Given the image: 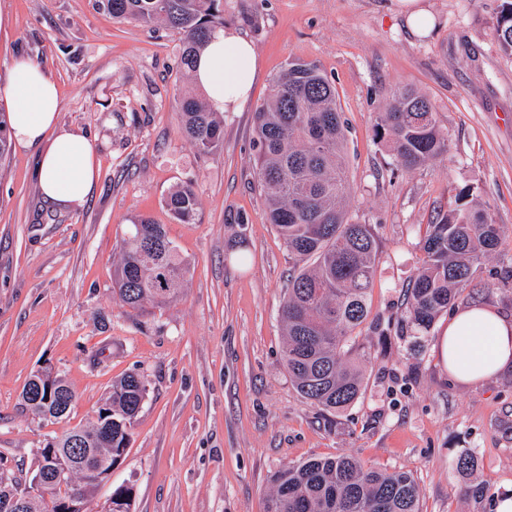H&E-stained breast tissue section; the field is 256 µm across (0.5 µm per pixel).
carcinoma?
Returning a JSON list of instances; mask_svg holds the SVG:
<instances>
[{"label":"carcinoma","instance_id":"carcinoma-1","mask_svg":"<svg viewBox=\"0 0 512 512\" xmlns=\"http://www.w3.org/2000/svg\"><path fill=\"white\" fill-rule=\"evenodd\" d=\"M116 22L163 25L180 35L178 67L192 74L211 36L224 29L221 0H95ZM499 49L512 56V0H503L492 29ZM182 131L201 154L217 152L223 122L192 88L179 98ZM435 107L411 88H397L378 112L376 135L390 143L397 163L410 170L448 149ZM345 122L334 82L316 61L288 60L271 92L255 110V168L267 200V219L282 238L292 266L281 307L288 375L308 403L336 413L360 396L358 371L347 364L356 349L355 331L368 317L366 296L375 277L376 237L369 224L347 217L350 191L344 159ZM198 194L180 186L164 206L181 224L195 221ZM502 225L485 208L457 206L438 214L423 244V267L407 294L408 324L430 331L454 303L482 261L496 249ZM189 263L168 237L165 225L140 215L123 239L113 280L133 310L175 301ZM145 394L140 377L112 384L103 406L112 421L45 439L38 462L54 495L74 493L86 501L97 488L86 470L112 455L122 456L130 426ZM68 468L56 480L60 466ZM266 512H420L419 489L403 471L364 466L353 456L311 458L280 470Z\"/></svg>","mask_w":512,"mask_h":512}]
</instances>
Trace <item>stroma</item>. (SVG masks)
Masks as SVG:
<instances>
[{
    "mask_svg": "<svg viewBox=\"0 0 512 512\" xmlns=\"http://www.w3.org/2000/svg\"><path fill=\"white\" fill-rule=\"evenodd\" d=\"M501 4L424 0L435 26L419 36L398 0H224L225 26L253 44L256 73L249 98L222 115V149L206 156L180 127L177 35L113 22L94 0H0V112L10 110L13 62L41 66L59 88L62 122L91 140L99 164L91 197L70 210L41 201L36 150L11 147L0 162L6 476L28 484L43 440L92 422L112 382L135 373L146 392L130 445L87 512L121 485L132 512H264L278 470L341 455L413 474L421 512H496V492L512 487V371L453 381L438 348L447 315L416 334L405 298L437 212L463 194L503 235L454 306L512 317V56L491 35ZM292 58L318 61L336 86L348 122L345 209L378 244L350 358L362 391L336 414L305 403L288 376L279 321L288 251L253 163L254 110ZM405 85L431 99L448 136L445 155L409 171L376 135L383 98ZM186 184L199 197L192 224L163 203ZM138 215L165 225L190 271L177 301L135 312L112 275ZM45 366L75 393L69 417L45 421L23 402Z\"/></svg>",
    "mask_w": 512,
    "mask_h": 512,
    "instance_id": "stroma-1",
    "label": "stroma"
}]
</instances>
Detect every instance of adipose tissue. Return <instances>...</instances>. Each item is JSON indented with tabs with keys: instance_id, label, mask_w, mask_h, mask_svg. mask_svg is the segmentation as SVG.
Wrapping results in <instances>:
<instances>
[{
	"instance_id": "adipose-tissue-1",
	"label": "adipose tissue",
	"mask_w": 512,
	"mask_h": 512,
	"mask_svg": "<svg viewBox=\"0 0 512 512\" xmlns=\"http://www.w3.org/2000/svg\"><path fill=\"white\" fill-rule=\"evenodd\" d=\"M255 70L252 43L225 29L201 52L193 78L204 89L210 108L227 112L248 98ZM5 92L12 100L13 141L38 151L42 199L56 206H82L96 185V154L88 137L61 123L55 83L36 65L19 60L10 70ZM439 352L454 381L482 382L512 368V320L484 305L460 309L448 319Z\"/></svg>"
}]
</instances>
